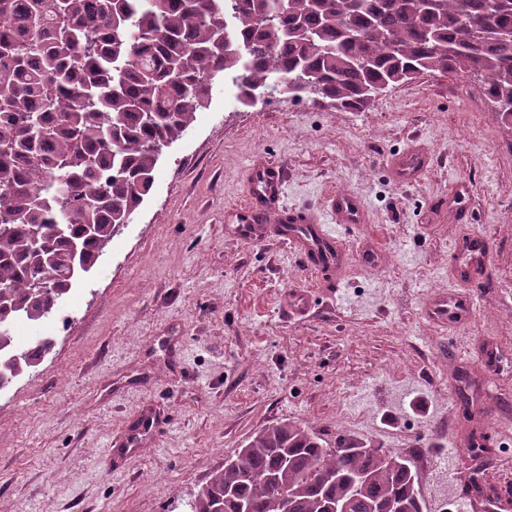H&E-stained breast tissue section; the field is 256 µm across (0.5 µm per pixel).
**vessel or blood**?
<instances>
[{"instance_id": "vessel-or-blood-1", "label": "vessel or blood", "mask_w": 512, "mask_h": 512, "mask_svg": "<svg viewBox=\"0 0 512 512\" xmlns=\"http://www.w3.org/2000/svg\"><path fill=\"white\" fill-rule=\"evenodd\" d=\"M431 162L429 152L419 144L410 145L402 154L392 156L389 168L401 181L413 182L425 173ZM251 205L233 225V233L242 241L255 243L267 237L288 245L304 261L305 267L323 277L322 285L335 287L350 259L364 265L381 262L383 255L370 243L357 255H350L330 228L331 223L359 224L364 220L360 200L348 193L330 196L324 211L298 210L283 203L285 180L280 168L257 165L248 173ZM464 230L457 239L448 266L447 290L434 294L427 316L436 324L458 329L470 322L475 313L474 295L492 269L494 249L482 232L467 228L466 214H459Z\"/></svg>"}]
</instances>
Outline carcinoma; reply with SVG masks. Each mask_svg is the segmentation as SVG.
I'll list each match as a JSON object with an SVG mask.
<instances>
[{
  "label": "carcinoma",
  "mask_w": 512,
  "mask_h": 512,
  "mask_svg": "<svg viewBox=\"0 0 512 512\" xmlns=\"http://www.w3.org/2000/svg\"><path fill=\"white\" fill-rule=\"evenodd\" d=\"M228 74L250 106L288 90L340 110L422 74L475 76L512 125V0H0V385L20 349L150 193L162 149ZM465 485L486 487L474 466ZM424 512L413 454L277 422L254 433L185 512Z\"/></svg>",
  "instance_id": "1"
}]
</instances>
